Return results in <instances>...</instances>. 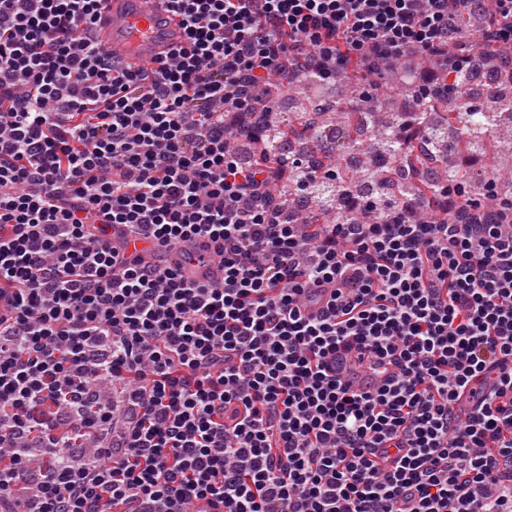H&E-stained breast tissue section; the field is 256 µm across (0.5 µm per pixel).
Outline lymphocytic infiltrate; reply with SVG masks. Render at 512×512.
<instances>
[{
  "mask_svg": "<svg viewBox=\"0 0 512 512\" xmlns=\"http://www.w3.org/2000/svg\"><path fill=\"white\" fill-rule=\"evenodd\" d=\"M102 2L0 0V512H512V195L363 199L228 143L285 83L398 62L413 145L449 77L486 69L464 12L512 73V0H169L185 39L141 71L99 46ZM277 165L302 173L295 211ZM114 229L199 240L224 277ZM125 248L127 252L144 256L161 267L177 264L189 280L222 279L223 270L219 260L202 251L196 242H185L174 249H161L150 240L125 238Z\"/></svg>",
  "mask_w": 512,
  "mask_h": 512,
  "instance_id": "lymphocytic-infiltrate-1",
  "label": "lymphocytic infiltrate"
}]
</instances>
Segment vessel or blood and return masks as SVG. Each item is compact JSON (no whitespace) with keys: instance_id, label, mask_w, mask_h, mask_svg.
Returning a JSON list of instances; mask_svg holds the SVG:
<instances>
[{"instance_id":"vessel-or-blood-1","label":"vessel or blood","mask_w":512,"mask_h":512,"mask_svg":"<svg viewBox=\"0 0 512 512\" xmlns=\"http://www.w3.org/2000/svg\"><path fill=\"white\" fill-rule=\"evenodd\" d=\"M95 30L101 47L133 69L165 58L185 37L181 19L171 11L168 0H104ZM125 248L161 267L179 265L189 280L218 281L223 275L219 260L195 242L161 249L153 241L129 238Z\"/></svg>"}]
</instances>
